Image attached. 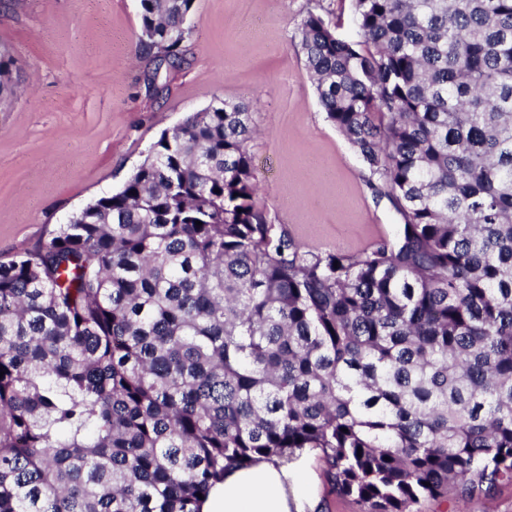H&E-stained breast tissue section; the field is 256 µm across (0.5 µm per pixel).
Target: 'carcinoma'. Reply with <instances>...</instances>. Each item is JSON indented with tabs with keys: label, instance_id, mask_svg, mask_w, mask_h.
Here are the masks:
<instances>
[{
	"label": "carcinoma",
	"instance_id": "1",
	"mask_svg": "<svg viewBox=\"0 0 512 512\" xmlns=\"http://www.w3.org/2000/svg\"><path fill=\"white\" fill-rule=\"evenodd\" d=\"M140 2L156 76L192 0ZM355 19L374 51L313 12L300 45L395 236L322 255L268 223L243 105L164 132L0 263V512H200L226 469L306 448L371 512L512 480V0Z\"/></svg>",
	"mask_w": 512,
	"mask_h": 512
}]
</instances>
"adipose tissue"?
Returning <instances> with one entry per match:
<instances>
[{
    "instance_id": "1",
    "label": "adipose tissue",
    "mask_w": 512,
    "mask_h": 512,
    "mask_svg": "<svg viewBox=\"0 0 512 512\" xmlns=\"http://www.w3.org/2000/svg\"><path fill=\"white\" fill-rule=\"evenodd\" d=\"M313 471L301 464H254L226 471L204 499L201 512H304Z\"/></svg>"
}]
</instances>
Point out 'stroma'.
I'll return each instance as SVG.
<instances>
[{
	"label": "stroma",
	"instance_id": "35a3bbf8",
	"mask_svg": "<svg viewBox=\"0 0 512 512\" xmlns=\"http://www.w3.org/2000/svg\"><path fill=\"white\" fill-rule=\"evenodd\" d=\"M319 13L359 41L354 0H194L179 66L155 70L140 43L139 0H0V263L38 251L61 224L119 190L163 131L214 101L248 105L256 203L313 250L355 254L393 237L400 216L371 187L328 121L299 27ZM317 512H370L339 495L319 454ZM412 512H512V481L485 504L448 491Z\"/></svg>",
	"mask_w": 512,
	"mask_h": 512
}]
</instances>
